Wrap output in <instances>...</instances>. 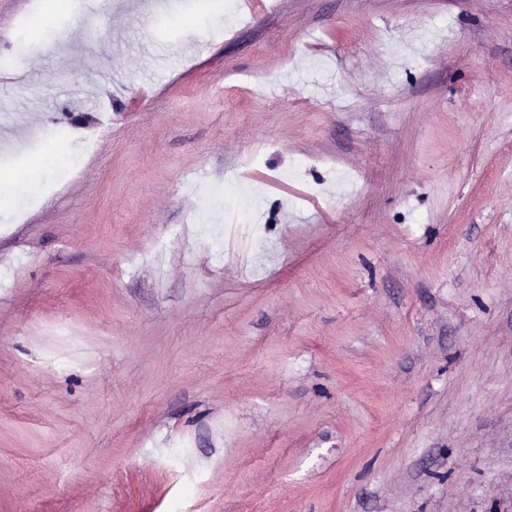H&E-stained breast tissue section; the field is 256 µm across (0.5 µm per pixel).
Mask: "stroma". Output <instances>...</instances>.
Masks as SVG:
<instances>
[{
	"label": "stroma",
	"instance_id": "1",
	"mask_svg": "<svg viewBox=\"0 0 512 512\" xmlns=\"http://www.w3.org/2000/svg\"><path fill=\"white\" fill-rule=\"evenodd\" d=\"M56 2L0 0V512H512V0Z\"/></svg>",
	"mask_w": 512,
	"mask_h": 512
}]
</instances>
